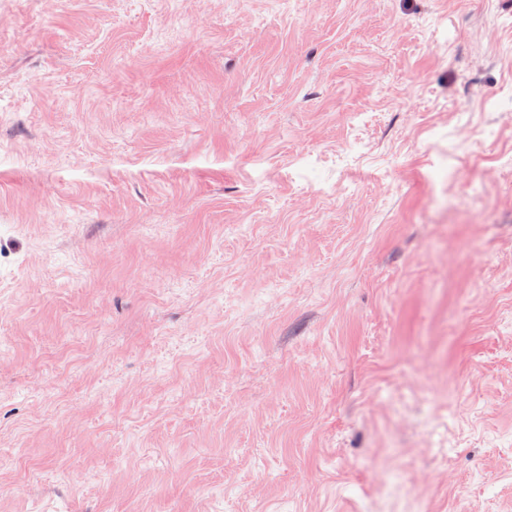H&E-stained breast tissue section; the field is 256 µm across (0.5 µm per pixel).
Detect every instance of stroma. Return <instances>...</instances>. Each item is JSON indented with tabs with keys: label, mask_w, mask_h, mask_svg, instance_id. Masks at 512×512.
<instances>
[{
	"label": "stroma",
	"mask_w": 512,
	"mask_h": 512,
	"mask_svg": "<svg viewBox=\"0 0 512 512\" xmlns=\"http://www.w3.org/2000/svg\"><path fill=\"white\" fill-rule=\"evenodd\" d=\"M0 512H512V0H0Z\"/></svg>",
	"instance_id": "35a3bbf8"
}]
</instances>
